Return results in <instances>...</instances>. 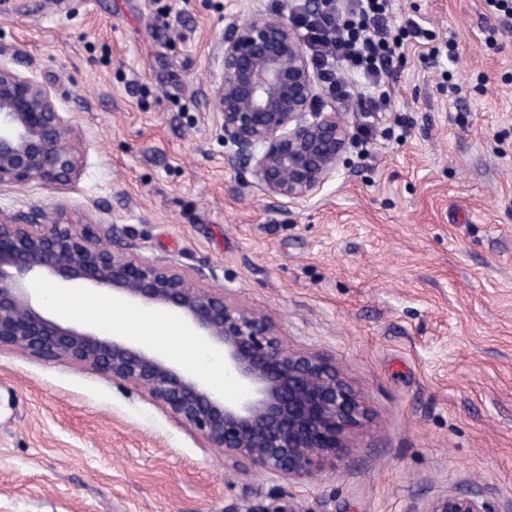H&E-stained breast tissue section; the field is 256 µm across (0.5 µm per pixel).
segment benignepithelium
Segmentation results:
<instances>
[{"label": "benign epithelium", "mask_w": 512, "mask_h": 512, "mask_svg": "<svg viewBox=\"0 0 512 512\" xmlns=\"http://www.w3.org/2000/svg\"><path fill=\"white\" fill-rule=\"evenodd\" d=\"M217 106L231 166L250 168L255 185L290 202L314 197L336 174L349 132L336 109L316 112L317 80L299 29L286 18L254 13L225 23ZM0 187H64L80 175L73 119L58 111L47 86L0 61ZM98 224L70 220L59 207L43 221L32 207L0 217V349L53 362L70 360L147 391L171 416L224 458L288 483L313 479L350 448L370 420L361 395L323 356L288 348L273 323L242 308L224 290L203 287L206 268L188 273L110 246ZM43 280L81 281L123 302L137 301L188 320L222 355L224 375L249 386L229 404L197 376L136 344L64 325L32 305ZM408 512H487L479 493L441 494Z\"/></svg>", "instance_id": "benign-epithelium-1"}]
</instances>
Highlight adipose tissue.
Wrapping results in <instances>:
<instances>
[{
  "label": "adipose tissue",
  "mask_w": 512,
  "mask_h": 512,
  "mask_svg": "<svg viewBox=\"0 0 512 512\" xmlns=\"http://www.w3.org/2000/svg\"><path fill=\"white\" fill-rule=\"evenodd\" d=\"M39 300L62 315L92 320L113 335L128 336L135 341H149L162 354L187 358L190 367L216 387L224 385V364L206 356L205 345L186 323L161 312L114 315V306L100 293L76 285L41 284Z\"/></svg>",
  "instance_id": "obj_1"
}]
</instances>
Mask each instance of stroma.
Returning a JSON list of instances; mask_svg holds the SVG:
<instances>
[{
  "instance_id": "obj_1",
  "label": "stroma",
  "mask_w": 512,
  "mask_h": 512,
  "mask_svg": "<svg viewBox=\"0 0 512 512\" xmlns=\"http://www.w3.org/2000/svg\"><path fill=\"white\" fill-rule=\"evenodd\" d=\"M12 4L0 60L75 116L84 162L62 189L0 188V211L63 204L146 259L212 267L209 287L330 357L371 420L337 469L290 484L232 468L131 385L2 350L0 512H408L470 489L512 512V19L395 0L458 59L408 43L390 111L346 104L344 162L287 204L227 164L213 90L226 19L291 0Z\"/></svg>"
}]
</instances>
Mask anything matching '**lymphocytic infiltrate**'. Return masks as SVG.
<instances>
[{
	"label": "lymphocytic infiltrate",
	"instance_id": "obj_1",
	"mask_svg": "<svg viewBox=\"0 0 512 512\" xmlns=\"http://www.w3.org/2000/svg\"><path fill=\"white\" fill-rule=\"evenodd\" d=\"M394 0H317L296 6L293 22L303 30L314 67L338 99L358 96L366 112L391 105L388 78L410 40L433 41L415 20L393 22Z\"/></svg>",
	"mask_w": 512,
	"mask_h": 512
}]
</instances>
